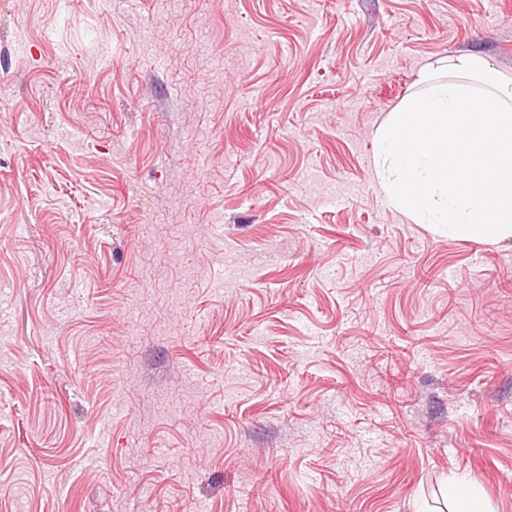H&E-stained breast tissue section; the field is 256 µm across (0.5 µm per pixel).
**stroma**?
I'll return each instance as SVG.
<instances>
[{
	"mask_svg": "<svg viewBox=\"0 0 512 512\" xmlns=\"http://www.w3.org/2000/svg\"><path fill=\"white\" fill-rule=\"evenodd\" d=\"M512 0H0V512H512V239L383 200ZM448 497L459 504L455 512H486L484 503L464 483L448 485Z\"/></svg>",
	"mask_w": 512,
	"mask_h": 512,
	"instance_id": "1",
	"label": "stroma"
}]
</instances>
